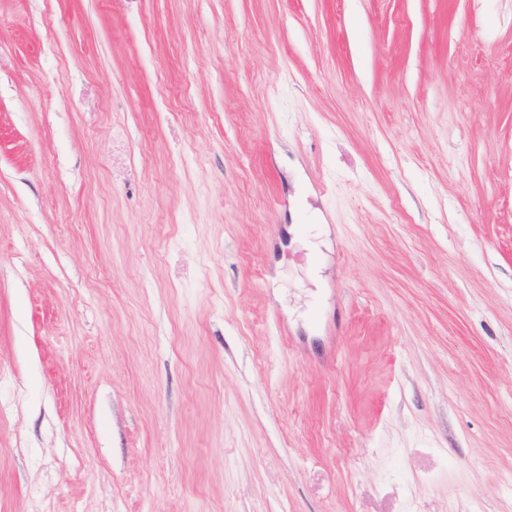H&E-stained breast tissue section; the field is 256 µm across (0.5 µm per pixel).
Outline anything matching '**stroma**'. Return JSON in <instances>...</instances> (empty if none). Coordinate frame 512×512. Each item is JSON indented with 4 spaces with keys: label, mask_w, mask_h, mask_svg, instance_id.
<instances>
[{
    "label": "stroma",
    "mask_w": 512,
    "mask_h": 512,
    "mask_svg": "<svg viewBox=\"0 0 512 512\" xmlns=\"http://www.w3.org/2000/svg\"><path fill=\"white\" fill-rule=\"evenodd\" d=\"M512 0H0V512H512Z\"/></svg>",
    "instance_id": "1"
}]
</instances>
